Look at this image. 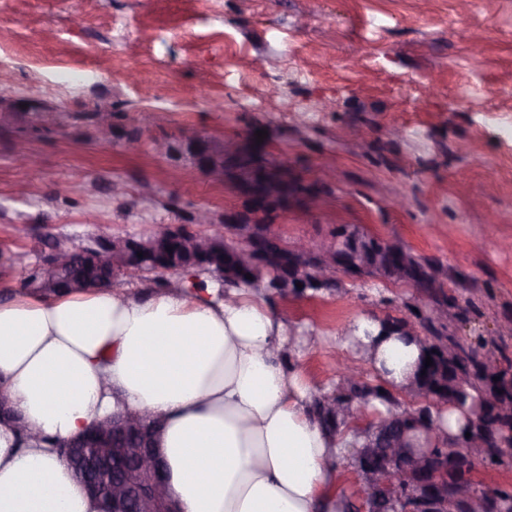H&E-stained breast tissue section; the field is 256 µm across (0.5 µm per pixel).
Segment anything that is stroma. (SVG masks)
<instances>
[{
	"instance_id": "35a3bbf8",
	"label": "stroma",
	"mask_w": 512,
	"mask_h": 512,
	"mask_svg": "<svg viewBox=\"0 0 512 512\" xmlns=\"http://www.w3.org/2000/svg\"><path fill=\"white\" fill-rule=\"evenodd\" d=\"M66 67L90 77L64 88ZM1 97L20 108L0 130V303L22 294L21 269L49 234L148 235L199 209L288 242L332 243L347 227L447 267L449 334L512 380V0H0ZM45 99L59 110L39 132L27 107ZM94 105L112 109L113 127H138L139 142H103L73 119ZM19 135L40 162L32 183L13 158ZM197 136L228 156L256 144L303 191L254 213L249 173L219 179L187 152L151 150L156 138ZM337 279L266 297L321 336L286 364L325 390L341 382L354 319L410 321L430 303L406 283ZM471 478L512 491V447L501 462L475 461Z\"/></svg>"
}]
</instances>
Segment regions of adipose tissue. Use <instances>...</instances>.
<instances>
[{
    "label": "adipose tissue",
    "instance_id": "obj_1",
    "mask_svg": "<svg viewBox=\"0 0 512 512\" xmlns=\"http://www.w3.org/2000/svg\"><path fill=\"white\" fill-rule=\"evenodd\" d=\"M290 335L262 290L145 298L105 288L0 304V390L27 427L0 420V512H103L45 436L65 440L108 414L150 411L183 512H338L336 465L352 432L325 431L315 389L284 368ZM357 363L406 393L420 345L360 317L343 339Z\"/></svg>",
    "mask_w": 512,
    "mask_h": 512
}]
</instances>
